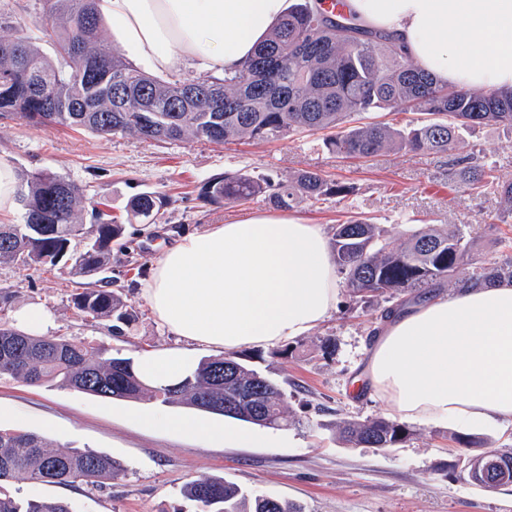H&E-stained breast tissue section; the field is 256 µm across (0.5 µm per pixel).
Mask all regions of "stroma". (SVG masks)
<instances>
[{"label":"stroma","mask_w":512,"mask_h":512,"mask_svg":"<svg viewBox=\"0 0 512 512\" xmlns=\"http://www.w3.org/2000/svg\"><path fill=\"white\" fill-rule=\"evenodd\" d=\"M464 156L492 163L498 175L512 178V128L465 129L455 148L441 155L391 149L357 160L329 152L318 133L262 143H150L0 120V161L13 166L18 181L38 170L61 175L86 197L105 198L113 217L125 223L126 249L113 251L110 277L135 315L121 336L113 335L111 322L81 320L70 296L84 278L64 259L41 271L0 264V286L11 295L0 304V323L15 325L18 309L40 304L53 318L52 335L87 338L112 355L132 358L175 344L176 336L156 322L139 285L175 236L241 211V204L198 196L202 184L227 173L285 180L316 171L350 186L352 193L339 202L295 208L307 223L329 231L350 212H362L400 242L423 224H469L473 254L495 261L499 239L512 237V217H503L496 195L472 193L458 183L456 162ZM144 191L170 200L162 218L147 227L126 215L128 200ZM376 307L373 301L351 304L344 293L331 318L307 335L274 348H240L253 369L280 385L290 411L289 424L281 429L236 422V429L252 436L243 444L149 426L142 417L155 403L146 397L105 400L0 379L1 428L36 432L50 448L89 449L124 465L121 475L97 487L43 485L19 477L12 482L15 495L63 499L73 512H203L181 490L190 480L212 477L295 503L303 512H512V485L488 492L449 469L460 455L448 441L451 426L413 423L411 439L389 449L349 447L338 440L337 418L391 415L371 392L350 395L377 327Z\"/></svg>","instance_id":"obj_1"}]
</instances>
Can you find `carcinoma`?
<instances>
[{
	"label": "carcinoma",
	"instance_id": "1",
	"mask_svg": "<svg viewBox=\"0 0 512 512\" xmlns=\"http://www.w3.org/2000/svg\"><path fill=\"white\" fill-rule=\"evenodd\" d=\"M322 0H297L272 34L242 67L224 76L164 80L146 74L117 51H101L102 21L95 0H34L39 28L54 40L49 59L27 37L15 33L13 0H0V119L33 125L55 123L100 136H135L145 142L183 140L222 144L233 138L280 141L303 132H325L334 154L370 158L396 148L444 154L460 131L482 124L512 127V89L478 93L434 81L376 32L329 14ZM417 111L425 119L405 127L359 123L370 112ZM459 182L473 193H496L512 216V179L470 161ZM351 188L322 174L302 171L287 181L227 173L204 183L208 202L246 203L261 198L280 209L302 202L342 200ZM20 202L25 223L0 224V262L54 266L72 254L75 268L98 284L72 294L84 320H112L122 332L134 316L122 297L107 287L112 245L123 224L91 206L92 222L75 215L86 203L81 189L46 170L29 174ZM168 205L165 197L142 192L131 197L127 214L154 224ZM80 239L82 249L73 248ZM498 261L471 257L470 233L448 224H424L395 243L381 224L357 212L336 225L332 248L336 270L350 300L388 303L380 318L402 311L448 283L461 289L492 279L512 283V237L500 240ZM0 378L48 384L103 399L136 401L144 396L167 406L191 408L238 421L279 427L285 421V393L231 353L205 360L177 386L155 388L136 375L126 357H103L89 341L33 336L0 326ZM336 434L353 447L393 448L413 435L386 418H342ZM459 448H483L487 438L453 433ZM123 470L112 456L92 450L54 452L41 435L0 429V512H72L60 499L21 500L8 488L22 475L46 485L102 483ZM186 498L207 512H300L274 498L248 495L237 485L202 477L183 487Z\"/></svg>",
	"mask_w": 512,
	"mask_h": 512
}]
</instances>
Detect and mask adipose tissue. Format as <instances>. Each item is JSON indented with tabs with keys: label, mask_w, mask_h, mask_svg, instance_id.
<instances>
[{
	"label": "adipose tissue",
	"mask_w": 512,
	"mask_h": 512,
	"mask_svg": "<svg viewBox=\"0 0 512 512\" xmlns=\"http://www.w3.org/2000/svg\"><path fill=\"white\" fill-rule=\"evenodd\" d=\"M291 0H97L118 46L145 70L194 61L233 72L283 19ZM362 27L388 35L439 83L512 89V0H344ZM140 292L180 344L138 354L152 386L193 377L207 348L231 353L305 335L335 312L336 264L318 224L285 212L248 211L179 235ZM361 380L398 417L460 427L512 423V286L481 281L393 320L371 348ZM151 425L212 441L240 431L157 412Z\"/></svg>",
	"instance_id": "obj_1"
}]
</instances>
